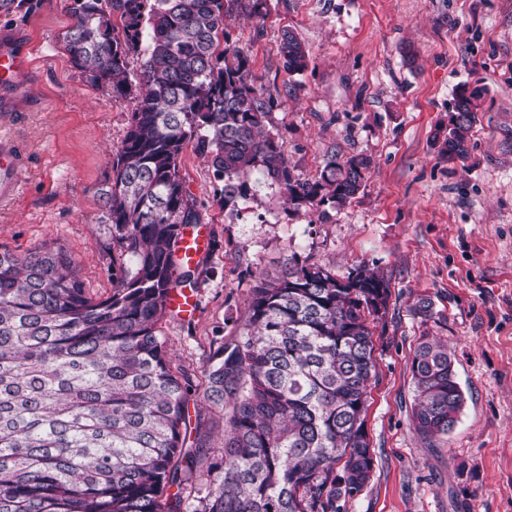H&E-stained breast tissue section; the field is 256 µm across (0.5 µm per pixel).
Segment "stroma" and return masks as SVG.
<instances>
[{"mask_svg":"<svg viewBox=\"0 0 512 512\" xmlns=\"http://www.w3.org/2000/svg\"><path fill=\"white\" fill-rule=\"evenodd\" d=\"M73 0H6L0 27L30 40L47 104L8 132L27 157L23 187L0 205V246L48 244L79 263L89 294L107 297L112 256L98 190L133 103L86 83L63 42ZM231 39L277 99L273 126L295 174L365 154L363 190L341 209L293 213L267 184L232 209L195 144L180 171L216 246L194 274V315L161 323L179 366L201 374L214 339L234 342L260 279L288 255L344 275L360 265L391 284L375 339L378 376L365 418L370 481L349 512H512V0H267L262 26L234 15ZM309 64L282 68L283 30ZM484 97L467 162L441 155L455 90ZM429 299L432 314L415 313ZM447 344L465 404L454 430L425 441L412 424L411 359L424 339Z\"/></svg>","mask_w":512,"mask_h":512,"instance_id":"obj_1","label":"stroma"}]
</instances>
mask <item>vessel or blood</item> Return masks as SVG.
Here are the masks:
<instances>
[{"instance_id":"vessel-or-blood-1","label":"vessel or blood","mask_w":512,"mask_h":512,"mask_svg":"<svg viewBox=\"0 0 512 512\" xmlns=\"http://www.w3.org/2000/svg\"><path fill=\"white\" fill-rule=\"evenodd\" d=\"M28 43L17 31H0V117L12 118L14 110L29 96L28 76L32 68ZM25 155L13 137L0 136V200L13 199L18 191ZM208 240L199 224L183 227L179 240V256L187 263H196L207 249ZM168 306L178 314L189 317L196 310L192 291L182 287L170 292Z\"/></svg>"}]
</instances>
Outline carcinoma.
<instances>
[{"instance_id":"obj_1","label":"carcinoma","mask_w":512,"mask_h":512,"mask_svg":"<svg viewBox=\"0 0 512 512\" xmlns=\"http://www.w3.org/2000/svg\"><path fill=\"white\" fill-rule=\"evenodd\" d=\"M265 7L74 0L64 36L73 64L134 102L100 189L112 292L90 296L60 246L23 257L0 247V512H348L367 486L373 336L390 297L375 270L337 275L289 257L281 276L253 288L245 332L217 347L201 387L160 329L171 288L191 283L181 230L202 223L180 174L189 143L210 159L226 208L259 174L293 213L340 209L371 170L356 154L312 179L295 174L283 137L267 129L279 103L224 31V15L262 19ZM280 53L288 75L306 70L295 32L283 30ZM482 93L455 90L450 161L469 158ZM410 368L417 434L448 435L465 402L448 348L420 343ZM201 401L224 413L219 448L191 426L189 404Z\"/></svg>"}]
</instances>
